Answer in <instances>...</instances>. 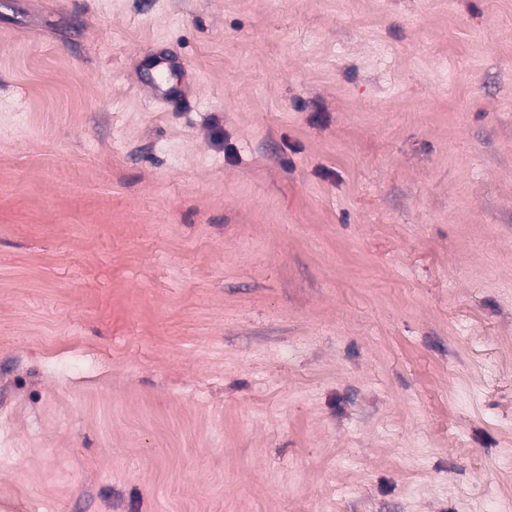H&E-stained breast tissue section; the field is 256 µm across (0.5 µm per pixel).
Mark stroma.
<instances>
[{"mask_svg":"<svg viewBox=\"0 0 512 512\" xmlns=\"http://www.w3.org/2000/svg\"><path fill=\"white\" fill-rule=\"evenodd\" d=\"M511 434L512 0H0V512H472Z\"/></svg>","mask_w":512,"mask_h":512,"instance_id":"35a3bbf8","label":"stroma"}]
</instances>
